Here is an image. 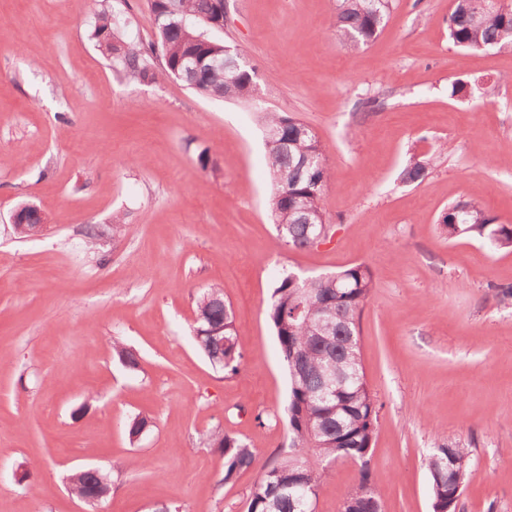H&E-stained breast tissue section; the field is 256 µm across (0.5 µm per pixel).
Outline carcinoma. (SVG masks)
Returning a JSON list of instances; mask_svg holds the SVG:
<instances>
[{"mask_svg": "<svg viewBox=\"0 0 512 512\" xmlns=\"http://www.w3.org/2000/svg\"><path fill=\"white\" fill-rule=\"evenodd\" d=\"M391 8L392 0H336V38L350 48L372 43ZM151 12L156 40L148 44L129 37L112 11L102 9L95 15L92 38L123 77L139 82L175 79L186 54L216 56L224 50L223 43L207 34L210 25L204 21L215 14L214 0H151ZM448 39L465 50L512 52V4L454 0ZM180 82L207 98L248 102L253 97L252 70L242 63L186 73ZM262 124L275 132L265 146L271 178L267 207L277 237L292 249H310L315 237L330 229L322 200L331 169L325 161L310 164L311 158L323 157V150L302 122L283 112H264ZM428 171L429 163L410 152L400 182L419 185ZM440 225L450 238L472 232L492 248H512V224L497 223L474 202L449 206ZM374 288L373 273L364 263L311 277L288 273L276 281L266 315L288 373L283 414L289 444L262 465L247 512H315L329 470L345 459L358 466V489L365 492L363 512H383L382 492L372 480L369 459L381 405L365 377L359 330ZM194 331L205 332L196 343L215 368L238 374L242 354L235 315L220 288L211 287L198 297ZM113 351L124 366L138 368L133 349L116 341ZM206 441L224 459L226 483L257 465L256 452L240 438L216 429ZM471 468L470 445L441 443L433 449L426 459L433 512H460L456 492L465 489Z\"/></svg>", "mask_w": 512, "mask_h": 512, "instance_id": "1", "label": "carcinoma"}]
</instances>
